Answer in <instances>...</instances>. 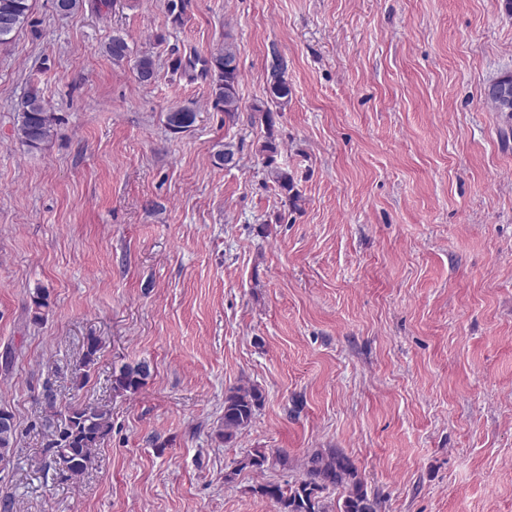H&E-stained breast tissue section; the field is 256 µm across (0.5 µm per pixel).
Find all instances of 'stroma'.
Returning a JSON list of instances; mask_svg holds the SVG:
<instances>
[{
    "mask_svg": "<svg viewBox=\"0 0 512 512\" xmlns=\"http://www.w3.org/2000/svg\"><path fill=\"white\" fill-rule=\"evenodd\" d=\"M30 5L0 47L13 512H276L252 486L298 477L319 448L351 459L381 512H512V116L483 96L512 72L501 0H187L176 20L166 0ZM228 35L231 124L207 80L170 69ZM273 48L291 96L269 132L251 107ZM33 88L57 118L37 149L16 136ZM178 108L196 121L175 133ZM269 135L298 207L265 183ZM228 143L234 164H216ZM89 335L103 348L80 386ZM137 361L145 386L115 394L113 369ZM245 382L264 404L222 442L224 393ZM48 387L112 411L76 482L44 466ZM256 448L264 471L225 481Z\"/></svg>",
    "mask_w": 512,
    "mask_h": 512,
    "instance_id": "stroma-1",
    "label": "stroma"
}]
</instances>
